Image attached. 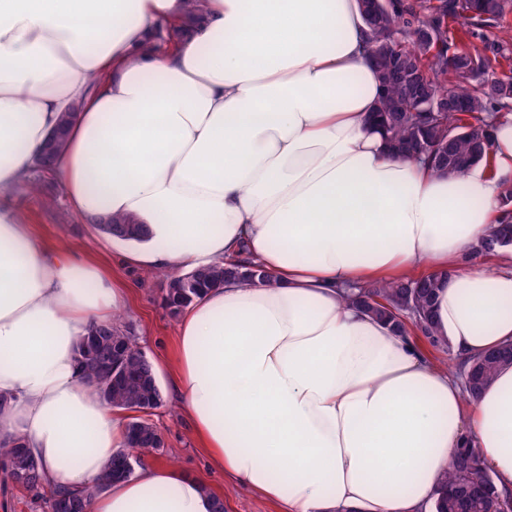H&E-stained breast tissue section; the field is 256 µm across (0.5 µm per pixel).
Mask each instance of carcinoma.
Segmentation results:
<instances>
[{
	"label": "carcinoma",
	"mask_w": 512,
	"mask_h": 512,
	"mask_svg": "<svg viewBox=\"0 0 512 512\" xmlns=\"http://www.w3.org/2000/svg\"><path fill=\"white\" fill-rule=\"evenodd\" d=\"M469 0H416L399 4L382 0L375 15L364 17L370 50L381 71L394 58L404 69L402 81L381 82L375 120L394 156L419 158L437 174L459 177L480 163L490 164L494 118L512 112V76L483 71L491 60L512 61V0H478L477 12L468 13ZM487 29L499 30L490 40ZM65 148L58 135L36 160L38 170L54 166ZM502 214L492 230L469 253L475 261L496 254L489 250L494 237H512V186L501 191ZM113 237L137 239L144 225L129 217H113L99 225ZM193 287L185 275L168 278L163 298L172 315L179 314L205 290L226 279L249 282L269 278L259 267L229 260L198 268ZM439 277L375 282L351 296L372 317L384 321L398 335L421 336L432 348H450L433 323ZM83 378L93 383L103 402L132 412L127 423L131 453L163 452L164 443L148 416L161 406L163 392L152 362L137 347L127 326L116 322L95 324L76 347ZM512 365V343L463 364L465 399L476 400L501 368ZM128 454L120 453L106 470L105 483L132 475ZM10 481L28 491L42 488L39 464L25 450L21 437L0 445ZM95 492L50 491L48 512H85ZM433 512H512V495L502 492L482 461V449L469 442L456 449L436 488Z\"/></svg>",
	"instance_id": "obj_1"
}]
</instances>
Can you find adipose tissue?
<instances>
[{"label":"adipose tissue","instance_id":"obj_1","mask_svg":"<svg viewBox=\"0 0 512 512\" xmlns=\"http://www.w3.org/2000/svg\"><path fill=\"white\" fill-rule=\"evenodd\" d=\"M358 0H0V441L86 512H215L197 477L146 463L101 485L127 415L76 345L135 284L48 246L12 202L71 105L55 174L95 224L133 217L118 267L176 275L243 255L179 315L171 397L211 466L279 512H429L473 440L512 492V366L475 402L349 295L441 274L434 323L459 358L512 342V248L464 263L512 183V113L464 179L390 156Z\"/></svg>","mask_w":512,"mask_h":512}]
</instances>
